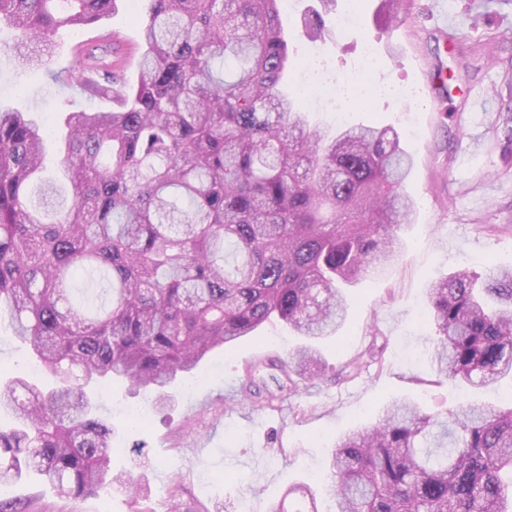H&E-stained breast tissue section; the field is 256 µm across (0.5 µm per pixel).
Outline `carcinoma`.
Masks as SVG:
<instances>
[{
  "label": "carcinoma",
  "instance_id": "obj_1",
  "mask_svg": "<svg viewBox=\"0 0 512 512\" xmlns=\"http://www.w3.org/2000/svg\"><path fill=\"white\" fill-rule=\"evenodd\" d=\"M116 0H0L20 67L31 44L94 27ZM280 0H150L135 83L108 50H83L68 83L117 103L68 112L62 163L72 203L55 209L30 186L46 129L0 108V309L13 338L52 378L0 382V486L28 468L77 500L111 476L112 420L95 392L114 383L153 411L205 358L277 317L301 336L333 335L346 286L395 256L415 211L413 159L397 130L310 126L285 94L290 65ZM409 0H381L385 27ZM496 126L512 151V107ZM99 287L74 298L73 279ZM431 357L451 383L512 379V269L466 270L427 288ZM280 370L318 377L308 349ZM333 512H512V398L504 408L422 412L409 402L343 435L326 465ZM274 512H318L292 486Z\"/></svg>",
  "mask_w": 512,
  "mask_h": 512
}]
</instances>
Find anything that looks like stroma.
<instances>
[{"label": "stroma", "instance_id": "1", "mask_svg": "<svg viewBox=\"0 0 512 512\" xmlns=\"http://www.w3.org/2000/svg\"><path fill=\"white\" fill-rule=\"evenodd\" d=\"M432 0H413L405 19L384 29L379 0H336L325 14L320 38L311 39L305 16L319 0H294L282 24L292 63L288 91L300 94L310 79L307 52L331 77L349 80L348 124L394 126L414 166L406 187L417 215L405 228V247L378 277L347 291L349 313L338 339L318 344L324 365L315 381L272 407L242 404L248 382L274 388L270 358L287 359L303 340L282 322L265 323L240 340L233 352L214 350L193 388L177 386L171 407L130 427L124 412L141 406L142 395L116 386L99 392L112 417L113 471H130L149 484L140 512H167L166 492L178 486L185 512H272L289 485L320 488L322 467L337 437L371 425L393 399L425 411L451 409L459 388L439 376L430 358L432 328L426 322L429 283L466 268L483 275L488 265L512 268V156L492 124L501 101L496 88L512 82V0H442L450 25L434 28ZM147 0H116L111 19L85 29H63L39 67L20 70L9 48L12 33L0 30V107L30 112L58 125L61 113L107 111L112 102L54 81L73 65L76 47L114 42L127 81L137 78L138 20ZM356 11L349 30L338 18ZM444 66L445 80L436 77ZM378 85L415 90V99L392 96L362 103V71ZM358 371L343 376L346 363ZM2 501H20L27 512H130L124 490L112 488L78 500L60 498L53 487L25 477L0 491Z\"/></svg>", "mask_w": 512, "mask_h": 512}]
</instances>
